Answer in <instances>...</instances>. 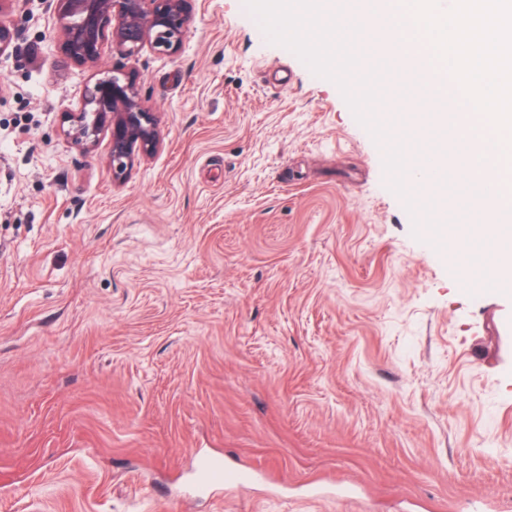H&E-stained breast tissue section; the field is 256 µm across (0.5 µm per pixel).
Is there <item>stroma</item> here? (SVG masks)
I'll use <instances>...</instances> for the list:
<instances>
[{
  "mask_svg": "<svg viewBox=\"0 0 512 512\" xmlns=\"http://www.w3.org/2000/svg\"><path fill=\"white\" fill-rule=\"evenodd\" d=\"M131 63L161 149L59 135L47 0L0 57V512H507L512 292L418 240L339 88L242 0ZM202 457L259 474L200 491Z\"/></svg>",
  "mask_w": 512,
  "mask_h": 512,
  "instance_id": "obj_1",
  "label": "stroma"
}]
</instances>
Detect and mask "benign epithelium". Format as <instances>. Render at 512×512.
I'll return each instance as SVG.
<instances>
[{
  "label": "benign epithelium",
  "mask_w": 512,
  "mask_h": 512,
  "mask_svg": "<svg viewBox=\"0 0 512 512\" xmlns=\"http://www.w3.org/2000/svg\"><path fill=\"white\" fill-rule=\"evenodd\" d=\"M56 18L57 51L68 63L93 67L104 49L127 59L143 51L172 56L192 24L191 0H49ZM60 134L81 154L108 137L112 179L124 180L161 145L156 112L140 94L135 70L92 73L79 105L61 115Z\"/></svg>",
  "instance_id": "1"
}]
</instances>
